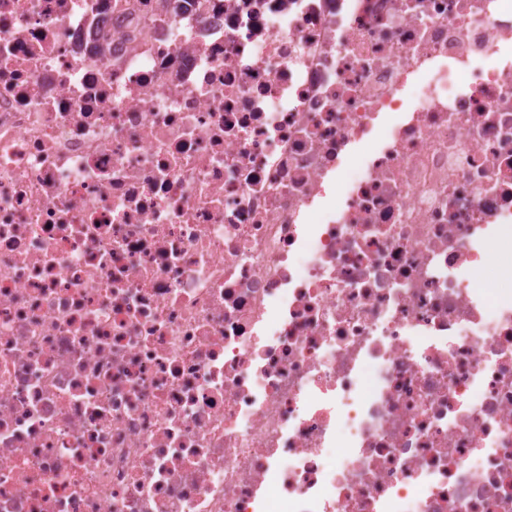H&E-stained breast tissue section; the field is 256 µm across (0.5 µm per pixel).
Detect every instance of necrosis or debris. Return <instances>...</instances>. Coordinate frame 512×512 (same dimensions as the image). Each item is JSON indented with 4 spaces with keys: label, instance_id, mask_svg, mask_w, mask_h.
Wrapping results in <instances>:
<instances>
[{
    "label": "necrosis or debris",
    "instance_id": "1",
    "mask_svg": "<svg viewBox=\"0 0 512 512\" xmlns=\"http://www.w3.org/2000/svg\"><path fill=\"white\" fill-rule=\"evenodd\" d=\"M0 0V512H512V0Z\"/></svg>",
    "mask_w": 512,
    "mask_h": 512
}]
</instances>
